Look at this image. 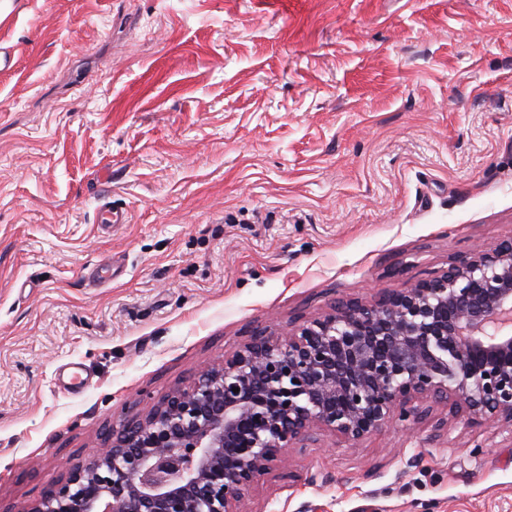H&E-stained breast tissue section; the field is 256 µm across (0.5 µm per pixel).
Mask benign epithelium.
<instances>
[{
    "instance_id": "obj_1",
    "label": "benign epithelium",
    "mask_w": 512,
    "mask_h": 512,
    "mask_svg": "<svg viewBox=\"0 0 512 512\" xmlns=\"http://www.w3.org/2000/svg\"><path fill=\"white\" fill-rule=\"evenodd\" d=\"M512 241L372 305L262 333L74 464L28 512H242L310 430L359 440L413 401L512 427Z\"/></svg>"
}]
</instances>
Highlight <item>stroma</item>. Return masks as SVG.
<instances>
[{
    "label": "stroma",
    "mask_w": 512,
    "mask_h": 512,
    "mask_svg": "<svg viewBox=\"0 0 512 512\" xmlns=\"http://www.w3.org/2000/svg\"><path fill=\"white\" fill-rule=\"evenodd\" d=\"M0 47V512L253 333L512 239V0H0ZM416 406L244 512H512V428Z\"/></svg>",
    "instance_id": "obj_1"
}]
</instances>
